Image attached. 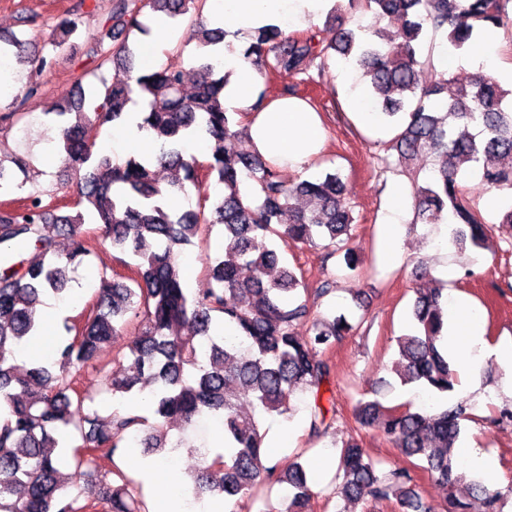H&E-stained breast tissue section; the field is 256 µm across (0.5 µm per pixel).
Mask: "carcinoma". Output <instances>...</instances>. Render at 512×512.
<instances>
[{"label": "carcinoma", "instance_id": "carcinoma-1", "mask_svg": "<svg viewBox=\"0 0 512 512\" xmlns=\"http://www.w3.org/2000/svg\"><path fill=\"white\" fill-rule=\"evenodd\" d=\"M207 2L111 0L99 17L108 38L126 30L148 36L160 23L188 18V42L196 43L195 92L183 95V72L174 69L112 83L76 74L80 96L64 93L48 114L59 123V151L77 178V201L63 212L43 204L39 192L0 203V248L35 249L20 268L0 270V512H149L137 481L117 466L115 455L135 444L145 456H172L186 442L169 441V432L183 434L204 416L220 421L224 451L203 459L192 475L188 492L195 500L222 495L236 504L261 501V512H309L316 496L301 456L284 467L266 465L265 434L239 406L250 401L267 413L291 416V398L311 392L310 432L331 435L336 410L321 404V388L333 371L327 352L359 324L343 313L312 316L302 298L308 293L304 278L279 265L272 243L320 239L358 276L362 271L349 247L354 217L339 172L290 183L257 153L235 150L245 125L240 113L224 108V63L216 53L224 29L204 23ZM511 2L347 0L330 15L324 37L286 36L263 26L243 56L266 76L306 73L317 61L321 77L330 50L360 67L381 106L378 116L394 130L382 144L383 161L394 153L406 168L435 158L430 178L413 186L411 223L448 225V248L462 254L484 247L494 230L462 171H478L481 194L512 191V88L481 71L465 84L441 72L422 86L418 69L434 67L433 49L422 47L432 32L443 35L445 52L468 48L486 29L512 24ZM339 11L398 16L403 27L391 38L377 32V39L366 40L363 27L357 33L335 29ZM77 29L71 13L59 18L47 40L52 50L33 58L37 72L58 65L55 49ZM87 55L98 71L133 70L135 50L125 40L106 49L101 39ZM39 91L36 83L27 86L0 121L25 116V103ZM135 95L148 101L138 129L159 145L161 167L174 172L165 186L150 159L136 155L116 164L88 136L91 126L122 119ZM196 134L209 144L203 161L183 155L182 144ZM189 186L213 200L212 208L166 206L167 197ZM87 214L104 227L112 250L137 259L131 284L101 272L92 309L64 323L65 340L53 360L19 364L15 350L37 336L43 297L67 292L70 268L88 261L81 231ZM209 224L224 228V255L213 259L208 281L191 294L181 280L178 253ZM62 236L70 241L63 255L56 250ZM305 323L309 335L300 336L297 326ZM447 329L448 296L437 287L416 289L407 332L396 337L392 370L400 385L437 396L454 389L458 373L438 344ZM105 346L113 348L112 359L101 364ZM92 363L102 374L101 390L114 398L149 390L154 422L133 409L107 412L79 390L81 372ZM354 415L360 428L394 442L408 465L384 473L359 440L342 442L336 479L348 503L389 501L395 512H504L512 501V483L488 485L457 465L464 401L414 411L362 399ZM69 465L78 479L97 487L94 501L81 503L64 491L60 470ZM419 467L447 490L444 503L427 501L412 487L411 470ZM271 483L288 485L282 510L268 501L265 487Z\"/></svg>", "mask_w": 512, "mask_h": 512}]
</instances>
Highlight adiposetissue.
<instances>
[{
    "mask_svg": "<svg viewBox=\"0 0 512 512\" xmlns=\"http://www.w3.org/2000/svg\"><path fill=\"white\" fill-rule=\"evenodd\" d=\"M205 18L209 26L223 27L224 72L228 83L224 89V106L231 111L249 113L246 135L252 147L265 160L303 170L322 152L326 140L320 118L303 100L282 96L262 98L260 73L245 60L241 50L247 46L254 31L265 25L277 26L283 33L304 30L326 15L337 0H211ZM338 81L343 102L367 126L376 121L373 105L358 73L342 69ZM449 307L457 319V330L444 337L443 346L460 359L462 368H469L477 356L498 355L500 349L512 351V340L503 348L483 345L480 319L467 300L450 297Z\"/></svg>",
    "mask_w": 512,
    "mask_h": 512,
    "instance_id": "obj_1",
    "label": "adipose tissue"
}]
</instances>
